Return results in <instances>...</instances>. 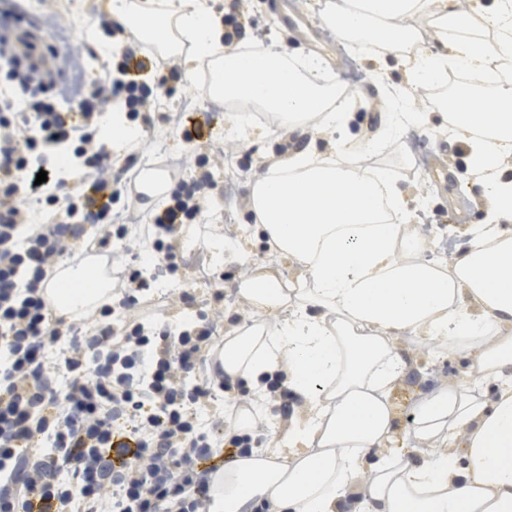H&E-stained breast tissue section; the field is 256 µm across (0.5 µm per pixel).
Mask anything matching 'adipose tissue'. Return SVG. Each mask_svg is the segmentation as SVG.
<instances>
[{"label": "adipose tissue", "mask_w": 512, "mask_h": 512, "mask_svg": "<svg viewBox=\"0 0 512 512\" xmlns=\"http://www.w3.org/2000/svg\"><path fill=\"white\" fill-rule=\"evenodd\" d=\"M112 14L136 40L180 55V37L195 61L216 60L208 91L219 101L262 105L286 131L319 119L326 131L349 120L330 110L341 84L310 80L319 62L288 64L287 52L246 54L223 42L220 13L199 0L173 10L113 0ZM325 29L347 44H383L387 54L416 59L405 90L387 99V120L367 153L414 159L406 133L429 126L426 90L445 82L448 61L468 75L470 93L441 110L443 124L466 138L482 185L486 218L462 252L429 259L432 245L383 170L343 156L319 161L297 154L259 163L249 208L271 244L269 261L293 259L300 274L285 285L272 273H250L238 290L248 323L224 339V374L243 377L263 395L268 376L303 402L286 445L235 458L212 489L215 512H512V82L489 96V60L512 54V0H495L482 21L499 32L486 44L472 31L450 49L432 51L437 33L475 16L472 0L448 11L424 0H326ZM389 195L401 210L382 222ZM458 352L470 360L465 380L440 382L417 397L403 441L390 448L396 416L390 394L404 377V353ZM496 380L487 391V380Z\"/></svg>", "instance_id": "1"}]
</instances>
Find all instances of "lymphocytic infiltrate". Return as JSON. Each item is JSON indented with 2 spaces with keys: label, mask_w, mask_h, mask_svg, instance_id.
Returning a JSON list of instances; mask_svg holds the SVG:
<instances>
[{
  "label": "lymphocytic infiltrate",
  "mask_w": 512,
  "mask_h": 512,
  "mask_svg": "<svg viewBox=\"0 0 512 512\" xmlns=\"http://www.w3.org/2000/svg\"><path fill=\"white\" fill-rule=\"evenodd\" d=\"M97 23L119 51L104 76L59 89H29L0 36V85L23 102L18 111L0 100V512H211L220 462L253 450L250 433L227 434L221 420L198 418L215 384H187L224 321L223 292L171 332L136 313L152 289L140 267L125 265V288L85 323L53 320L41 290L52 268L86 242L142 247L115 209L121 179L95 131L115 105L129 121L152 126L161 92L131 72L141 44L109 11H99ZM179 133L196 175L152 215V245L172 273L173 241L197 223L200 191L221 164L195 133ZM55 148L94 173L97 197L55 174ZM101 195L108 205H99ZM37 204L48 225L19 238Z\"/></svg>",
  "instance_id": "1"
}]
</instances>
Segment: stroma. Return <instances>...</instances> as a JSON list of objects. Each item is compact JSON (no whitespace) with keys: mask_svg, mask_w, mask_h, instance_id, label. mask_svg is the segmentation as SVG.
Masks as SVG:
<instances>
[{"mask_svg":"<svg viewBox=\"0 0 512 512\" xmlns=\"http://www.w3.org/2000/svg\"><path fill=\"white\" fill-rule=\"evenodd\" d=\"M101 0H56L57 34L60 42L70 45L73 55L85 57L81 34L87 20L95 18ZM297 11L310 25L308 33L296 36L280 29L271 17V0H254L241 22L245 34H252L254 25L265 28V41L270 49H287L294 56H324L335 60L337 69L330 71L331 79L344 85L345 96L353 100L352 117L345 129L318 136L309 133H289L275 124L272 112L257 110L249 118L252 126L243 148L225 157L224 166L213 174L214 186L208 191L204 223L189 226L183 235L180 254L184 264L178 275H171L165 266H157L156 293L138 308L141 316L158 320L170 328L195 317L204 310L215 291L224 293V333L242 326L244 316L238 311L235 295L241 281V266L262 267L269 259V244L253 222L247 207L248 183L261 161H274L290 153L315 151L329 157L336 153L338 140H349L361 147L373 140L383 127L386 115L384 101L391 90L405 80V68L392 58H380L371 51H351L348 45L331 38L323 26L326 0H292ZM207 84L202 80L178 84L175 91L163 95L161 117L142 134L151 142L153 155L168 156L170 161L182 159L185 146L180 140L172 113L178 106L203 108L212 106ZM411 139L417 150L416 161L410 162L390 153L370 155L368 164L391 173L404 193L406 201H414L418 188H425V222L423 232L433 241L435 257L444 259L449 249L465 246L470 231L482 223L485 204L479 180L469 168V153L463 141L447 129L433 126L415 130ZM445 176H438V169ZM230 237L224 248L222 263L209 267L207 278H199L192 261L208 254L210 243ZM188 292L190 304L174 305L170 296ZM407 374L391 395L397 415L399 432L393 446H400V432L409 424L413 401L420 393L429 391L438 379H465L468 362L460 356L437 355L426 351L406 359ZM225 403H212L201 410L202 418L221 412L233 417L245 407L258 416L253 432L257 449L268 448L273 439L287 430L299 414L301 402L293 394L272 400H254L245 379L229 381L224 392Z\"/></svg>","mask_w":512,"mask_h":512,"instance_id":"1","label":"stroma"}]
</instances>
